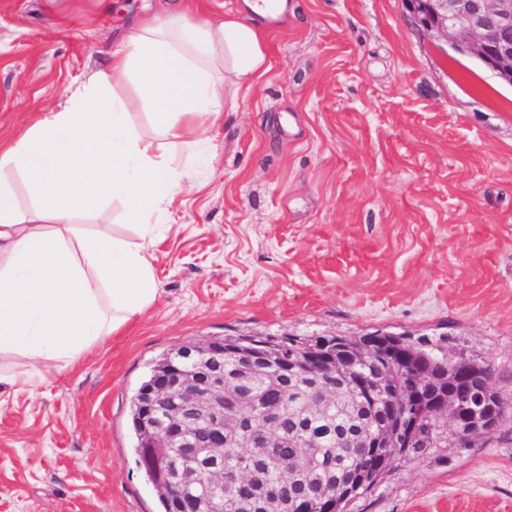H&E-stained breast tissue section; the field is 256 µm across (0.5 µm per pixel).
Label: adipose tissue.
Returning <instances> with one entry per match:
<instances>
[{
  "mask_svg": "<svg viewBox=\"0 0 512 512\" xmlns=\"http://www.w3.org/2000/svg\"><path fill=\"white\" fill-rule=\"evenodd\" d=\"M245 6L219 20L183 10L144 18L70 106L0 150V170L22 176L34 203L24 216L0 178V358L28 362L25 371L0 372V389L33 384L44 363L73 364L154 302L145 252L182 185L171 160L132 129L126 103L105 90L137 78L159 132L206 142L224 107L210 62H222L234 93L251 91L267 70L259 20L288 9L286 0ZM115 197L136 237L74 223V213L93 219L95 207Z\"/></svg>",
  "mask_w": 512,
  "mask_h": 512,
  "instance_id": "adipose-tissue-1",
  "label": "adipose tissue"
}]
</instances>
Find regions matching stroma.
Masks as SVG:
<instances>
[{
  "label": "stroma",
  "mask_w": 512,
  "mask_h": 512,
  "mask_svg": "<svg viewBox=\"0 0 512 512\" xmlns=\"http://www.w3.org/2000/svg\"><path fill=\"white\" fill-rule=\"evenodd\" d=\"M161 0H0V144L61 110ZM217 156L147 247L153 305L35 391L0 394V512H161L130 405L175 346L258 335L443 341L507 411L466 447L399 461L347 512H512V86L405 0H288Z\"/></svg>",
  "instance_id": "obj_1"
}]
</instances>
